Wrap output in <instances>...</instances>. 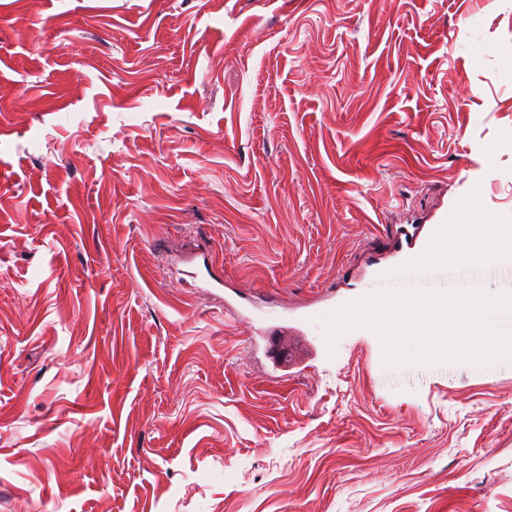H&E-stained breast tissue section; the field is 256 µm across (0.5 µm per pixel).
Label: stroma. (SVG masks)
<instances>
[{
  "instance_id": "obj_1",
  "label": "stroma",
  "mask_w": 512,
  "mask_h": 512,
  "mask_svg": "<svg viewBox=\"0 0 512 512\" xmlns=\"http://www.w3.org/2000/svg\"><path fill=\"white\" fill-rule=\"evenodd\" d=\"M509 42L512 0H0V512H512V361L250 343L512 216ZM447 218H448V213L442 218L441 222L434 225L433 229L429 232V234L422 239H417V237H414V235H412V236L406 235L405 245L402 244L400 249L398 250V253H400L399 259L395 262L381 264V265L377 266L375 268L371 278L366 283L362 284L359 287L360 291H359L358 298L365 294L371 293L385 285H390L392 287L397 288L399 284L406 282L410 276L414 275V274H410V275H397V276H392V277H387V278L383 277V275L385 273L395 269L396 267L403 264L405 261H407L411 258H415V257L419 256L420 254H422V252L427 247L429 240H430L431 236L433 235V233L445 222V220ZM397 289H400V288H397Z\"/></svg>"
}]
</instances>
